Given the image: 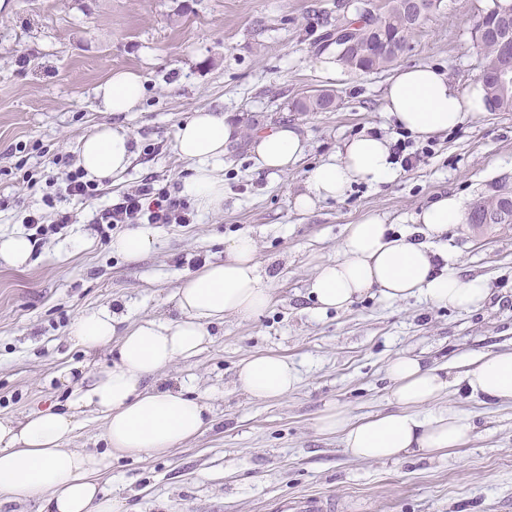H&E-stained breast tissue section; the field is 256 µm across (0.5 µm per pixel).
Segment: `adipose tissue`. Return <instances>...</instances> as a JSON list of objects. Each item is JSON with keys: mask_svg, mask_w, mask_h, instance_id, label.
<instances>
[{"mask_svg": "<svg viewBox=\"0 0 512 512\" xmlns=\"http://www.w3.org/2000/svg\"><path fill=\"white\" fill-rule=\"evenodd\" d=\"M100 93L105 111H133L142 78L132 71L115 72ZM384 101L397 125L421 139L489 109L481 86L461 91L448 73L429 65L399 69ZM239 133L230 116L207 109L197 110L178 129L177 150L193 169L184 191L202 212L215 213L224 205L219 170ZM305 151V140L285 125L258 132L253 141L259 167L277 173L291 170ZM131 160L129 135L108 125L83 138L78 156L79 166L101 180L124 172ZM397 175L389 140L363 134L346 140L311 172L294 206L308 211L317 201L343 197L354 183H385ZM467 221L461 199L447 194L419 209L410 226L398 231L377 215L348 225L337 257L320 263L310 281L316 313L346 309L372 290L390 303L417 298L435 306L482 307L491 295L487 280L464 276L443 244L450 225ZM255 253L250 235L230 239L223 261L207 264L178 288L176 318H142L129 325L106 307L76 318L69 328L72 342L88 351L117 345V359L76 391L71 412L49 408L20 421L0 418V496L16 502L40 498L39 512H122L121 500L105 495L96 480L112 457L167 453L200 434L210 412L202 398L183 388H149L146 379L203 350L210 341L209 325L228 315L251 319L269 308L271 279ZM386 373L394 410L355 419L339 409L320 420L321 431L338 435L353 459L398 461L444 455L460 446L470 424L453 405L438 403L451 385L464 386L484 402L512 401V348L478 356L453 378L447 369L408 355L391 360ZM237 379L256 400L286 396L298 382L287 359L273 354L242 361ZM81 408L101 415L107 452L66 447L76 429L74 412Z\"/></svg>", "mask_w": 512, "mask_h": 512, "instance_id": "1", "label": "adipose tissue"}]
</instances>
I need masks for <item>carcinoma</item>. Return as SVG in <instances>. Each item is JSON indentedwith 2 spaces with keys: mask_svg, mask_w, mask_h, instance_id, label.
<instances>
[{
  "mask_svg": "<svg viewBox=\"0 0 512 512\" xmlns=\"http://www.w3.org/2000/svg\"><path fill=\"white\" fill-rule=\"evenodd\" d=\"M440 0H385L381 14L364 11L358 21L345 20L325 34L321 48L330 49L342 66L354 71H372L387 67L408 48L409 39L427 14L439 7ZM483 23L475 24L473 42L482 56L483 76L480 81L490 111L512 112V84H499L496 70L503 62L501 42L512 38V6L504 8L499 0L482 15ZM336 107L335 97L314 90L294 104L297 112H326ZM493 224H512V191L502 192L480 201L473 207L471 223L484 218Z\"/></svg>",
  "mask_w": 512,
  "mask_h": 512,
  "instance_id": "obj_1",
  "label": "carcinoma"
}]
</instances>
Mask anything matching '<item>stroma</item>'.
Returning a JSON list of instances; mask_svg holds the SVG:
<instances>
[{"mask_svg": "<svg viewBox=\"0 0 512 512\" xmlns=\"http://www.w3.org/2000/svg\"><path fill=\"white\" fill-rule=\"evenodd\" d=\"M491 0H441L408 49L370 73L320 67L317 44L336 24L384 0H0V235L26 233L25 209L40 195L13 173L21 155L76 151L106 124L128 132L130 167L101 181L90 214L154 178L183 191L191 165L175 148L178 127L200 108L231 115L241 129L224 156V207L195 212L193 224H153L152 250L130 261L111 236L73 224L31 252L27 265L0 260V417L22 419L47 407L65 411L75 377L111 367L116 351L88 354L68 339L80 313L103 306L127 315L173 318L174 294L197 261L224 257L242 233L257 244L273 299L248 321L208 326L199 355L157 374L185 385L211 407L212 427L162 455L113 459L101 484L123 512H275L312 494L335 497L340 512H512V403H482L461 391L449 401L474 425L447 455L362 462L335 435L320 432L331 408L365 417L392 410L387 363L400 353L452 366L512 347V228L456 224L448 252L471 275L488 278L491 301L478 309L437 307L417 298L384 302L369 292L349 309L314 315L307 286L317 265L335 257L347 225L376 214L393 230L436 197L464 208L512 188V112H486L433 135L431 157L389 183H356L308 213L292 201L312 169L360 134L392 138L384 90L397 70L419 64L449 72L460 90L477 82L482 58L473 27ZM116 71L143 79L131 112L105 111L99 88ZM325 89L328 112H296L294 101ZM295 127L307 143L285 174L259 169L254 133ZM284 357L299 381L287 396L251 399L237 382L239 363L255 354Z\"/></svg>", "mask_w": 512, "mask_h": 512, "instance_id": "obj_1", "label": "stroma"}]
</instances>
